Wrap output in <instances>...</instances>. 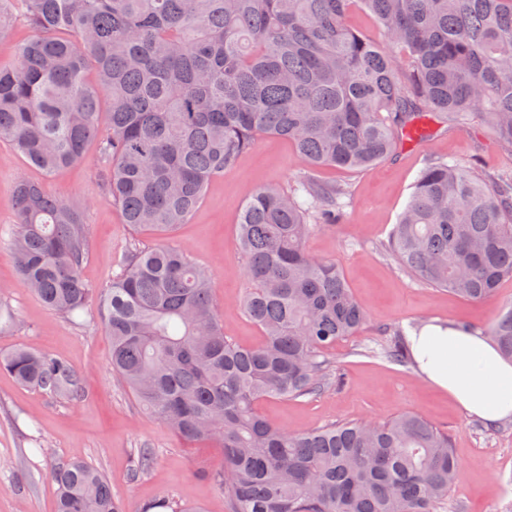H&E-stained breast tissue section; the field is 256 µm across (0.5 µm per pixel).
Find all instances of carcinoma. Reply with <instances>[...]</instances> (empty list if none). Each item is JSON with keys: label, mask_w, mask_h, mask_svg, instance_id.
Listing matches in <instances>:
<instances>
[{"label": "carcinoma", "mask_w": 512, "mask_h": 512, "mask_svg": "<svg viewBox=\"0 0 512 512\" xmlns=\"http://www.w3.org/2000/svg\"><path fill=\"white\" fill-rule=\"evenodd\" d=\"M356 6L397 51L345 24ZM15 20L36 35L0 67V141L46 175L96 142L104 199L124 223H185L264 136L287 140L301 165L294 191L257 188L240 215L253 345L224 335L209 274L183 247L135 246L109 285H88L83 211L28 178L13 186L15 224L0 227L24 285L68 317L96 306L112 368L143 407L180 439L220 449L210 478L230 512H435L461 468L425 417L291 432L258 405L335 383L323 356L368 321L338 266L305 249L348 195L318 171L368 168L429 137L424 120L476 110L512 146V0H0V36ZM386 250L428 285L490 299L512 277V175L432 159ZM487 335L512 359V307ZM383 356L412 364L402 332ZM0 371L61 398L79 388L65 362L25 348L1 355ZM53 479L56 512H126L79 457Z\"/></svg>", "instance_id": "carcinoma-1"}]
</instances>
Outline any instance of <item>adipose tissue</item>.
I'll use <instances>...</instances> for the list:
<instances>
[{"label": "adipose tissue", "instance_id": "ef3b65f1", "mask_svg": "<svg viewBox=\"0 0 512 512\" xmlns=\"http://www.w3.org/2000/svg\"><path fill=\"white\" fill-rule=\"evenodd\" d=\"M407 343L421 378L466 415L492 425L512 420V360L492 339L434 320L411 329Z\"/></svg>", "mask_w": 512, "mask_h": 512}]
</instances>
